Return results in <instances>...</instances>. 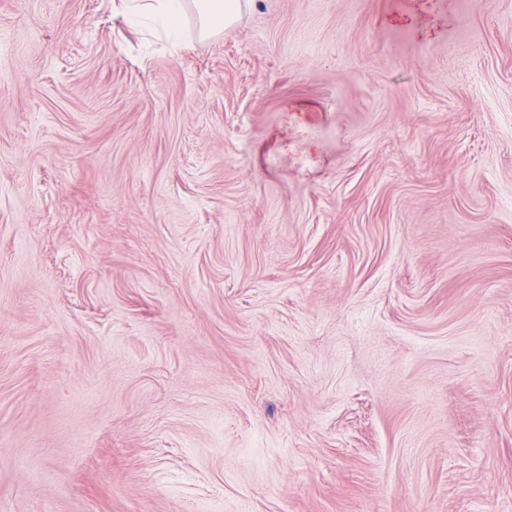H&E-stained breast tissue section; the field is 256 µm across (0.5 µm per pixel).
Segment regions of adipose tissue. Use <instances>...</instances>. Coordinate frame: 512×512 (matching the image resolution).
I'll use <instances>...</instances> for the list:
<instances>
[{
	"instance_id": "1",
	"label": "adipose tissue",
	"mask_w": 512,
	"mask_h": 512,
	"mask_svg": "<svg viewBox=\"0 0 512 512\" xmlns=\"http://www.w3.org/2000/svg\"><path fill=\"white\" fill-rule=\"evenodd\" d=\"M194 7L202 37L222 33L240 17L243 0H128L126 10L167 35H179L187 7Z\"/></svg>"
}]
</instances>
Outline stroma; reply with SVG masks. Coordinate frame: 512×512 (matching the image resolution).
<instances>
[{
    "label": "stroma",
    "mask_w": 512,
    "mask_h": 512,
    "mask_svg": "<svg viewBox=\"0 0 512 512\" xmlns=\"http://www.w3.org/2000/svg\"><path fill=\"white\" fill-rule=\"evenodd\" d=\"M112 2L0 0V512H512V0ZM126 11L168 36H178L184 27L187 2L194 7L202 37L222 33L240 17L250 0H129Z\"/></svg>",
    "instance_id": "stroma-1"
}]
</instances>
